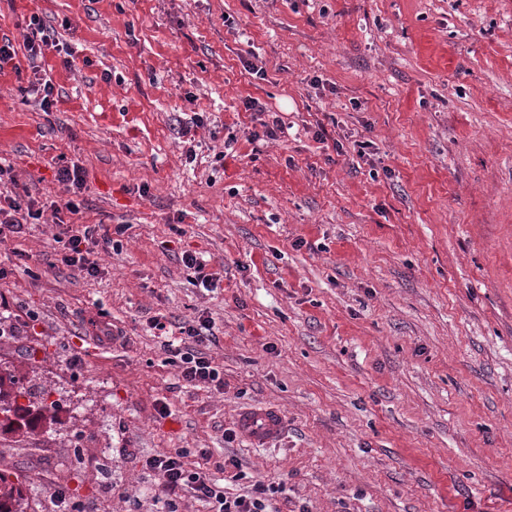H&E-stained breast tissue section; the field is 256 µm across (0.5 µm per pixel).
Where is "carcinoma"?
Returning <instances> with one entry per match:
<instances>
[{"label": "carcinoma", "instance_id": "carcinoma-1", "mask_svg": "<svg viewBox=\"0 0 512 512\" xmlns=\"http://www.w3.org/2000/svg\"><path fill=\"white\" fill-rule=\"evenodd\" d=\"M45 391L32 390L27 374L0 367V435H37L56 422V404L47 403ZM24 479L0 470V512H26Z\"/></svg>", "mask_w": 512, "mask_h": 512}]
</instances>
